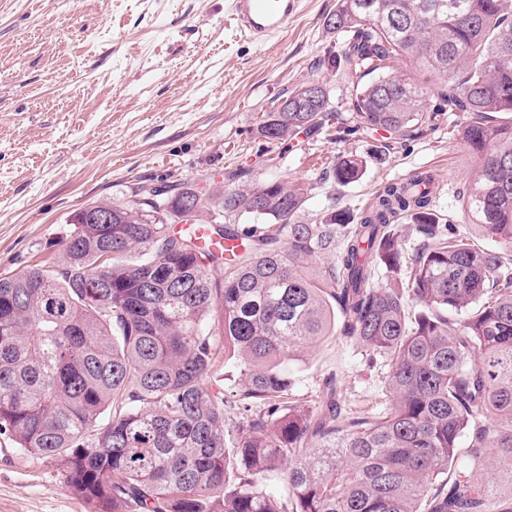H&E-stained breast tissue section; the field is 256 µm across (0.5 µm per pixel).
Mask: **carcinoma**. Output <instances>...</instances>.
<instances>
[{
	"label": "carcinoma",
	"instance_id": "cac0c4a2",
	"mask_svg": "<svg viewBox=\"0 0 512 512\" xmlns=\"http://www.w3.org/2000/svg\"><path fill=\"white\" fill-rule=\"evenodd\" d=\"M324 25L355 128L406 140L463 113V216L511 245L512 122L493 114H512V0H336ZM335 125L310 80L256 132L272 148ZM364 172L357 155L330 168L342 186ZM431 185L420 174L313 219L312 185L277 176L200 193L143 182L95 204L110 224L79 211L59 266L0 276V435L61 467L91 512H487L482 465L512 458V253L440 223ZM402 217L423 237L411 253ZM204 219L231 245L203 252L174 229ZM338 325L388 366L376 415L337 403L331 376L316 409L292 399L288 363ZM221 351L239 373L227 394ZM468 429L481 467L433 488ZM283 464L278 499L263 480Z\"/></svg>",
	"mask_w": 512,
	"mask_h": 512
}]
</instances>
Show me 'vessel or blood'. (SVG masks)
<instances>
[{
  "instance_id": "vessel-or-blood-1",
  "label": "vessel or blood",
  "mask_w": 512,
  "mask_h": 512,
  "mask_svg": "<svg viewBox=\"0 0 512 512\" xmlns=\"http://www.w3.org/2000/svg\"><path fill=\"white\" fill-rule=\"evenodd\" d=\"M300 0H229L238 30L256 42L279 36L298 13Z\"/></svg>"
}]
</instances>
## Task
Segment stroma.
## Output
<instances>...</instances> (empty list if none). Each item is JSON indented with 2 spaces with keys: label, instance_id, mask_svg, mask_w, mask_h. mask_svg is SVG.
I'll list each match as a JSON object with an SVG mask.
<instances>
[{
  "label": "stroma",
  "instance_id": "obj_1",
  "mask_svg": "<svg viewBox=\"0 0 512 512\" xmlns=\"http://www.w3.org/2000/svg\"><path fill=\"white\" fill-rule=\"evenodd\" d=\"M336 0H301L287 30L253 43L234 28L227 0H0V275L60 261L70 216L86 205L131 201L146 179L223 181L249 170L313 184L308 210L369 206L390 182L434 171L440 218L475 235L461 210L474 160L445 112L416 137L371 132L303 135L281 166L256 135L263 112L295 85L326 82L337 112L348 85L327 60L338 38L324 25ZM367 161L341 187L325 178L337 155ZM292 397L318 406L323 380L336 398L385 407L387 368L348 338L328 337L291 366ZM0 512H89L54 464L0 436Z\"/></svg>",
  "mask_w": 512,
  "mask_h": 512
}]
</instances>
